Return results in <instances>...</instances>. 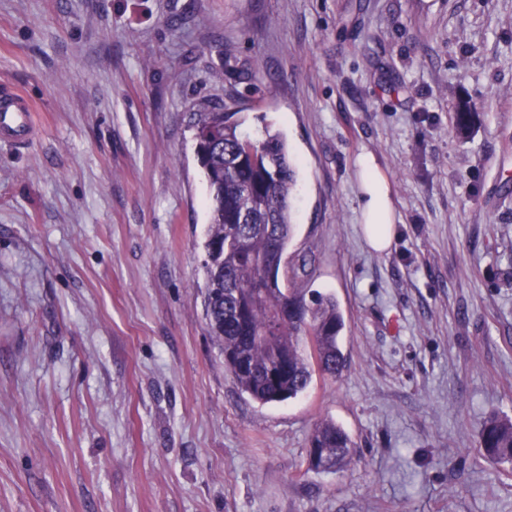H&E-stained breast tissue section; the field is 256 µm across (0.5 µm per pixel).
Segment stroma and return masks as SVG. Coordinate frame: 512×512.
<instances>
[{
    "label": "stroma",
    "instance_id": "35a3bbf8",
    "mask_svg": "<svg viewBox=\"0 0 512 512\" xmlns=\"http://www.w3.org/2000/svg\"><path fill=\"white\" fill-rule=\"evenodd\" d=\"M1 83L36 132L0 141V512H512L478 448L512 417V0H0ZM213 104L284 134L279 283L343 314L342 376L281 403L206 325ZM326 419L355 444L337 473L308 468ZM357 175L364 237L373 250L385 252L396 235L397 224L387 180L369 155L358 158Z\"/></svg>",
    "mask_w": 512,
    "mask_h": 512
}]
</instances>
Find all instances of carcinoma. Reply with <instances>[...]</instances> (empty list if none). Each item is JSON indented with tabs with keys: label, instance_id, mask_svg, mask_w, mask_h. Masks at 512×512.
Here are the masks:
<instances>
[{
	"label": "carcinoma",
	"instance_id": "obj_1",
	"mask_svg": "<svg viewBox=\"0 0 512 512\" xmlns=\"http://www.w3.org/2000/svg\"><path fill=\"white\" fill-rule=\"evenodd\" d=\"M235 113L213 107L195 113L194 140L210 201L204 243V310L211 338L224 350V367L238 389L261 404L303 394L313 374L338 379L346 365L340 345L344 320L336 300L312 294L311 304L268 280L262 264L285 253L292 227L296 171L282 135L265 128L259 140L239 131ZM471 108L460 104L452 116L455 133L465 136ZM246 220H241V217ZM247 309L246 323L235 315ZM287 361L277 382L268 366ZM479 446L493 463L512 464V419L492 418ZM353 442L344 429L322 421L310 436L309 469L336 473L351 460Z\"/></svg>",
	"mask_w": 512,
	"mask_h": 512
}]
</instances>
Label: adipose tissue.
<instances>
[{
  "instance_id": "ef3b65f1",
  "label": "adipose tissue",
  "mask_w": 512,
  "mask_h": 512,
  "mask_svg": "<svg viewBox=\"0 0 512 512\" xmlns=\"http://www.w3.org/2000/svg\"><path fill=\"white\" fill-rule=\"evenodd\" d=\"M357 175L364 237L373 250L385 252L396 235V213L387 181L369 155L359 157Z\"/></svg>"
}]
</instances>
